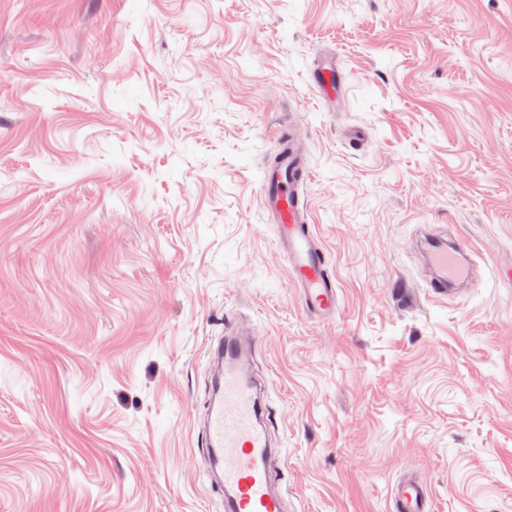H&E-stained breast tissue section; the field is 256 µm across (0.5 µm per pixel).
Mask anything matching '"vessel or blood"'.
Returning a JSON list of instances; mask_svg holds the SVG:
<instances>
[{"label":"vessel or blood","mask_w":512,"mask_h":512,"mask_svg":"<svg viewBox=\"0 0 512 512\" xmlns=\"http://www.w3.org/2000/svg\"><path fill=\"white\" fill-rule=\"evenodd\" d=\"M307 178L300 157L282 148L264 171L262 202L277 220L278 248L287 256L291 281L307 311L327 319L336 313L337 294L325 255L302 218L300 187ZM425 244L434 270L428 282L434 296L445 297L453 286L473 278L475 267L457 241L429 232ZM258 343V338H243L228 326L209 344L216 378L198 437L208 455L210 487L223 493L225 512H288L272 464L271 408L251 371ZM391 512H433L429 485L412 477L398 481L391 491Z\"/></svg>","instance_id":"vessel-or-blood-1"}]
</instances>
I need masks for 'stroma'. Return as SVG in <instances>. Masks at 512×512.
<instances>
[{
    "label": "stroma",
    "instance_id": "35a3bbf8",
    "mask_svg": "<svg viewBox=\"0 0 512 512\" xmlns=\"http://www.w3.org/2000/svg\"><path fill=\"white\" fill-rule=\"evenodd\" d=\"M281 128L328 320L261 204ZM427 228L478 268L442 300ZM232 318L288 512L407 472L512 512V0H0V512H224L195 419Z\"/></svg>",
    "mask_w": 512,
    "mask_h": 512
}]
</instances>
